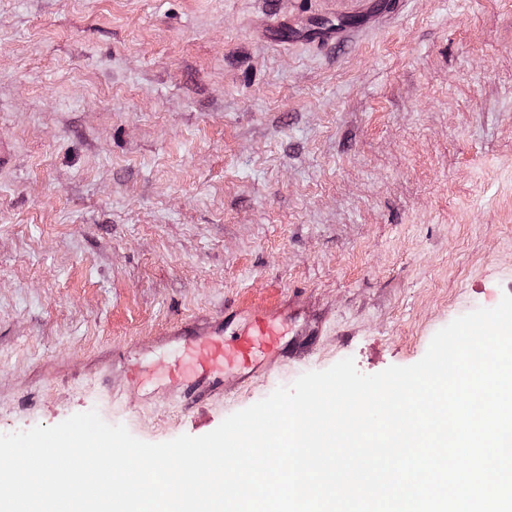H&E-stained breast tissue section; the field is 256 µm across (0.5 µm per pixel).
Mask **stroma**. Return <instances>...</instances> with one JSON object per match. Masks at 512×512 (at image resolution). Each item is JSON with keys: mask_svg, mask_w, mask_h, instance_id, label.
<instances>
[{"mask_svg": "<svg viewBox=\"0 0 512 512\" xmlns=\"http://www.w3.org/2000/svg\"><path fill=\"white\" fill-rule=\"evenodd\" d=\"M511 288L512 0H0V434L202 436ZM277 303L310 355L187 406L170 327Z\"/></svg>", "mask_w": 512, "mask_h": 512, "instance_id": "35a3bbf8", "label": "stroma"}]
</instances>
